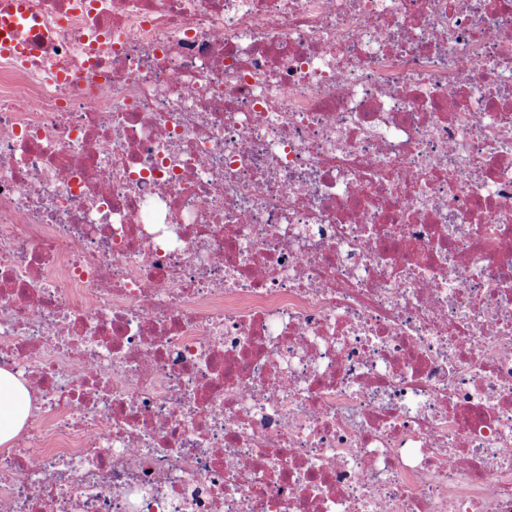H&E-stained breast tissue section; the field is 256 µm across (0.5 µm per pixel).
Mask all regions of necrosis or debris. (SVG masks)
Segmentation results:
<instances>
[{"mask_svg":"<svg viewBox=\"0 0 512 512\" xmlns=\"http://www.w3.org/2000/svg\"><path fill=\"white\" fill-rule=\"evenodd\" d=\"M0 54V512H512V0H25ZM30 411V396L23 382L11 371L0 369V446L11 447L25 431Z\"/></svg>","mask_w":512,"mask_h":512,"instance_id":"necrosis-or-debris-1","label":"necrosis or debris"}]
</instances>
